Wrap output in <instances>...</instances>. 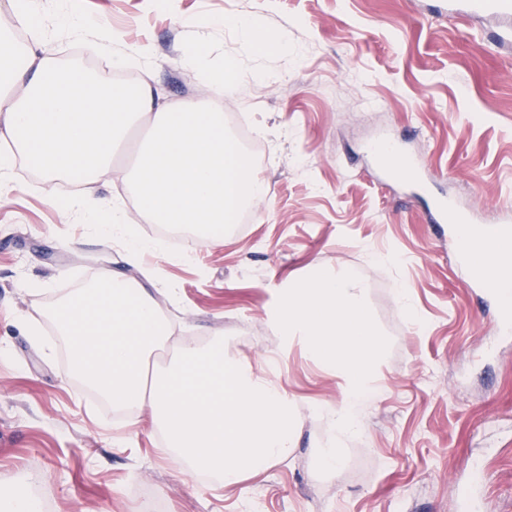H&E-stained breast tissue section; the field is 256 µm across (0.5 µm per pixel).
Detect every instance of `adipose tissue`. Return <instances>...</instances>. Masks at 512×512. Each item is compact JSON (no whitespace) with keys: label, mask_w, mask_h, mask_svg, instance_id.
Here are the masks:
<instances>
[{"label":"adipose tissue","mask_w":512,"mask_h":512,"mask_svg":"<svg viewBox=\"0 0 512 512\" xmlns=\"http://www.w3.org/2000/svg\"><path fill=\"white\" fill-rule=\"evenodd\" d=\"M143 119L151 135L140 147L132 183L141 209L154 223L222 241L232 215L265 195L264 181L225 133L223 112L167 101L147 84L120 86L78 67L63 72L32 49L0 64V139L14 147L0 154V177L11 174L17 151L49 179L100 177L110 172L119 139ZM53 204L97 234L124 240L130 263L163 248L129 237L127 212L116 200L57 198ZM472 255L497 266L501 300L512 302V239L487 236L473 243Z\"/></svg>","instance_id":"1"}]
</instances>
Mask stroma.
I'll return each mask as SVG.
<instances>
[{
	"label": "stroma",
	"mask_w": 512,
	"mask_h": 512,
	"mask_svg": "<svg viewBox=\"0 0 512 512\" xmlns=\"http://www.w3.org/2000/svg\"><path fill=\"white\" fill-rule=\"evenodd\" d=\"M433 0H77L81 37L60 0H39L59 66L112 73V43L147 48L124 69L169 99L250 108L267 159V194L241 233L215 246L145 252L65 220L52 194L112 198L128 189L136 125L109 174L46 183L17 162L0 183V512L38 490L54 512H461L460 482L485 477L489 512H512V335L493 322L498 296L470 286L447 225L432 223L412 185L382 180L368 146L397 137L435 190L484 224L512 221V45L500 22L433 11ZM251 18L277 53H259L238 21ZM205 41L213 67L235 62L233 93L183 65ZM354 273L389 338L361 436L343 442L355 469L322 475L334 433L318 407L343 381L276 325L279 296L316 271ZM171 287L160 305L172 344L223 335L224 353L266 375L295 404L291 455L225 486L181 472L147 411L116 414L82 383L47 308L103 273ZM413 307L405 313L398 297ZM38 335H31V328Z\"/></svg>",
	"instance_id": "stroma-1"
}]
</instances>
